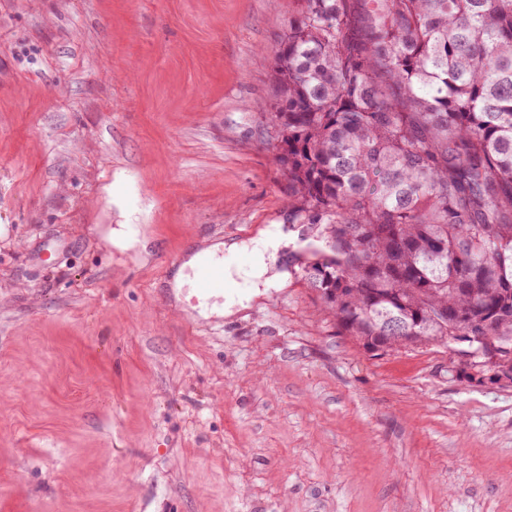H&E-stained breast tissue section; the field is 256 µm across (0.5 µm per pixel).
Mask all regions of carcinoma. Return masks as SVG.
Here are the masks:
<instances>
[{"mask_svg": "<svg viewBox=\"0 0 512 512\" xmlns=\"http://www.w3.org/2000/svg\"><path fill=\"white\" fill-rule=\"evenodd\" d=\"M269 121L301 266L370 351L478 339L512 381V0H300ZM394 336L386 343L382 336Z\"/></svg>", "mask_w": 512, "mask_h": 512, "instance_id": "cac0c4a2", "label": "carcinoma"}]
</instances>
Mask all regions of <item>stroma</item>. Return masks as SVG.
<instances>
[{
	"mask_svg": "<svg viewBox=\"0 0 512 512\" xmlns=\"http://www.w3.org/2000/svg\"><path fill=\"white\" fill-rule=\"evenodd\" d=\"M298 0H0V512H512V384L374 357L301 277L268 120ZM290 233L282 287L169 282ZM242 245L237 242L232 243H215L207 247L206 249L195 253L188 257L186 264H194L202 255H208L212 259L216 256L221 255L224 250L234 251L241 249ZM188 275L190 283L185 288H194L196 290L195 296L207 297L211 300L219 301L224 299V308H212L211 310H202L200 314L203 317H209L212 314L222 315L224 317H230L234 315L238 310L247 307V303L250 302L253 296L260 293L258 284L254 288H257L253 293L249 295H241L233 292H229L224 296V279L228 283H233V272L228 267H224L222 264H214L209 260H201L192 267H186L184 270V276ZM184 277V279H185Z\"/></svg>",
	"mask_w": 512,
	"mask_h": 512,
	"instance_id": "1",
	"label": "stroma"
}]
</instances>
